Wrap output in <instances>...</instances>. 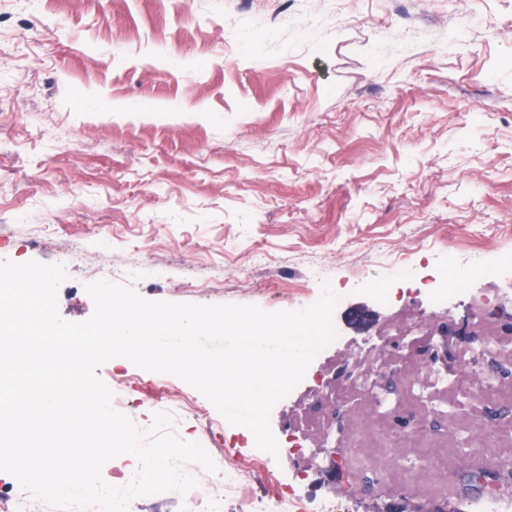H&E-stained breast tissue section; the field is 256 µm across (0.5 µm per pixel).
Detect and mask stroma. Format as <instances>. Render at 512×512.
<instances>
[{"label": "stroma", "mask_w": 512, "mask_h": 512, "mask_svg": "<svg viewBox=\"0 0 512 512\" xmlns=\"http://www.w3.org/2000/svg\"><path fill=\"white\" fill-rule=\"evenodd\" d=\"M467 239L512 278V0H0V261L64 266L62 319L91 317L106 268L150 301L275 312L325 265L341 335L371 337L392 309L369 289L382 271L354 281L366 251L420 280ZM137 264L156 271L122 275ZM171 384L164 407L133 390L126 416L144 431L167 410L224 467L237 426ZM456 426L446 471L402 449L406 487L355 469L345 512H471L462 475L489 465ZM273 464L338 494L316 458Z\"/></svg>", "instance_id": "35a3bbf8"}]
</instances>
